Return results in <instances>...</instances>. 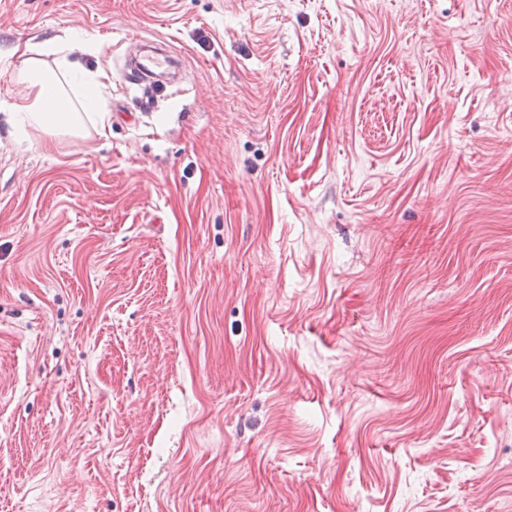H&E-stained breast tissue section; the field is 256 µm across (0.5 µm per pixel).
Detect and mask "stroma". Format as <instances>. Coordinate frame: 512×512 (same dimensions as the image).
Listing matches in <instances>:
<instances>
[{
	"instance_id": "obj_1",
	"label": "stroma",
	"mask_w": 512,
	"mask_h": 512,
	"mask_svg": "<svg viewBox=\"0 0 512 512\" xmlns=\"http://www.w3.org/2000/svg\"><path fill=\"white\" fill-rule=\"evenodd\" d=\"M0 512H512V0H0ZM183 68V59L168 52L162 39L149 37L137 42L135 53L126 58L120 71L140 89L139 108L150 112ZM68 40H48L18 54L11 81L16 87L7 122L19 144L41 135L83 141L110 131L106 95L109 75L70 59Z\"/></svg>"
}]
</instances>
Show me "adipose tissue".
Instances as JSON below:
<instances>
[{
  "instance_id": "adipose-tissue-1",
  "label": "adipose tissue",
  "mask_w": 512,
  "mask_h": 512,
  "mask_svg": "<svg viewBox=\"0 0 512 512\" xmlns=\"http://www.w3.org/2000/svg\"><path fill=\"white\" fill-rule=\"evenodd\" d=\"M70 51L69 41L48 40L19 53L12 76L16 93L7 114L18 143L37 135L51 141L107 135L110 77L71 59Z\"/></svg>"
}]
</instances>
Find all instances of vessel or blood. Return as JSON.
<instances>
[{
	"label": "vessel or blood",
	"mask_w": 512,
	"mask_h": 512,
	"mask_svg": "<svg viewBox=\"0 0 512 512\" xmlns=\"http://www.w3.org/2000/svg\"><path fill=\"white\" fill-rule=\"evenodd\" d=\"M183 67V59L168 52L162 39L149 37L138 41L135 53L126 58L120 71L128 83L139 88L138 105L149 112Z\"/></svg>",
	"instance_id": "1"
}]
</instances>
